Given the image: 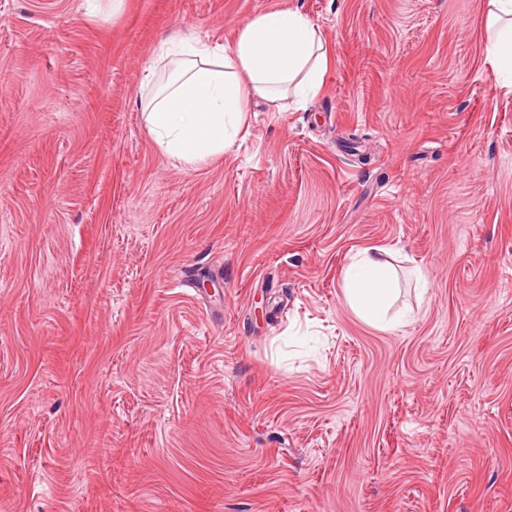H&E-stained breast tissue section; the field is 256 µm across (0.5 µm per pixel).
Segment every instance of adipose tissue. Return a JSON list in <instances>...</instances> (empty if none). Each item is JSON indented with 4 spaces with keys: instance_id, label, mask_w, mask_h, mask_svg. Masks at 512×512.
<instances>
[{
    "instance_id": "1",
    "label": "adipose tissue",
    "mask_w": 512,
    "mask_h": 512,
    "mask_svg": "<svg viewBox=\"0 0 512 512\" xmlns=\"http://www.w3.org/2000/svg\"><path fill=\"white\" fill-rule=\"evenodd\" d=\"M487 59L493 77L512 88V0H488ZM144 83V119L152 139L173 159L203 164L223 155L243 131L253 101L271 109L305 105L329 64L321 34L299 10L254 15L231 47L196 37L163 41ZM396 279L381 255L360 254L347 272L345 295L365 322L387 325Z\"/></svg>"
}]
</instances>
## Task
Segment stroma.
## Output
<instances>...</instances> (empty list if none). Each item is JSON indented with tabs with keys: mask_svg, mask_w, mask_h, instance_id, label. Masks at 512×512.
<instances>
[{
	"mask_svg": "<svg viewBox=\"0 0 512 512\" xmlns=\"http://www.w3.org/2000/svg\"><path fill=\"white\" fill-rule=\"evenodd\" d=\"M297 7L305 107L189 167L160 42ZM487 0H0V512H512V91ZM379 248L402 318L350 308ZM211 280L208 289L199 288Z\"/></svg>",
	"mask_w": 512,
	"mask_h": 512,
	"instance_id": "1",
	"label": "stroma"
}]
</instances>
